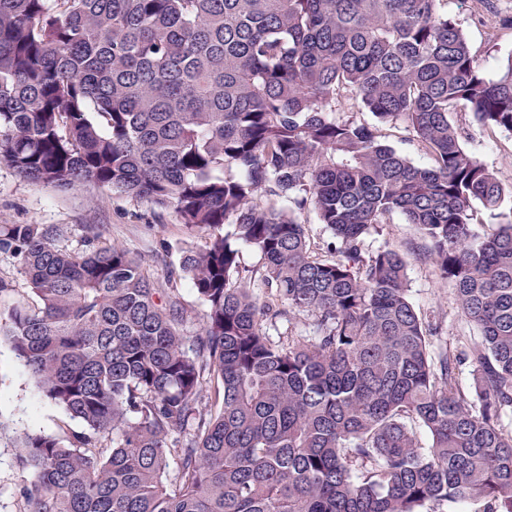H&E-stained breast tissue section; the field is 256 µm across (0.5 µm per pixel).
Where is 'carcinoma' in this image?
Instances as JSON below:
<instances>
[{"label": "carcinoma", "mask_w": 512, "mask_h": 512, "mask_svg": "<svg viewBox=\"0 0 512 512\" xmlns=\"http://www.w3.org/2000/svg\"><path fill=\"white\" fill-rule=\"evenodd\" d=\"M446 3L0 0V164L171 207L209 239L162 295L118 243L72 252L55 224L0 225V253L34 298L0 316V339L83 425L16 440L21 512H432L473 499L512 512L500 426L512 219L475 228L473 204L497 210L505 190L448 119L462 104L512 132V53L486 78ZM345 112L405 122L430 163ZM297 210L332 231L334 256L314 254ZM393 213L478 328L467 352L431 351L404 254L364 251ZM226 224L263 258L277 302L241 274ZM184 277L206 305L192 339L177 329ZM294 312L313 335L275 343L264 321Z\"/></svg>", "instance_id": "cac0c4a2"}]
</instances>
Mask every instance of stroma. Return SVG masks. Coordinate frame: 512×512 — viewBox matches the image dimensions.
<instances>
[{"label": "stroma", "instance_id": "obj_1", "mask_svg": "<svg viewBox=\"0 0 512 512\" xmlns=\"http://www.w3.org/2000/svg\"><path fill=\"white\" fill-rule=\"evenodd\" d=\"M449 17L465 31L473 51L481 59L487 78H495L501 59L512 52V32H506L498 46L487 40L486 22L491 17L512 16V0H448ZM355 121L376 125L380 141L395 148L413 163L428 158L403 122L377 124L368 112L354 113ZM453 124L469 134L465 143L493 170L505 189H512V133L479 128L470 112L452 109ZM55 224L63 234L59 244L71 251L88 247L87 227L103 225L107 239L122 243L137 254L157 280H164L167 269L178 266L184 248L204 247L205 237H188L173 210L157 211L149 202L114 193L88 184L62 191L53 185L20 178L0 164V225ZM415 225L400 215L390 216L379 232L365 239L369 251L388 246L407 251L417 240ZM409 297L423 321L440 325V335L431 337L432 351L450 345L468 350L476 327L462 316L451 283L440 279L433 265L409 259L407 267ZM0 512H19L21 491L30 475L15 464L14 440L30 433L57 434L82 431L79 421L69 419L63 410L41 393L27 368L17 359L10 345L0 340Z\"/></svg>", "mask_w": 512, "mask_h": 512}]
</instances>
